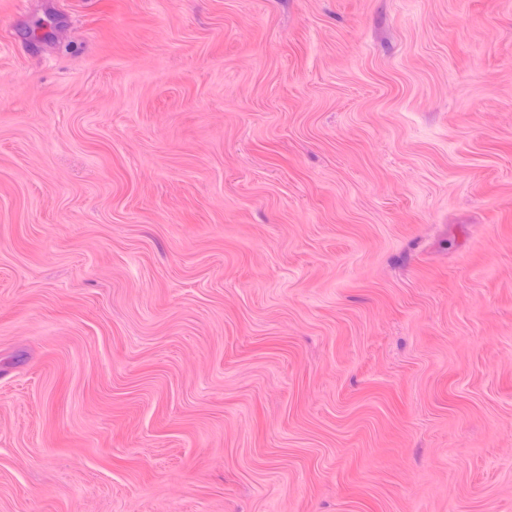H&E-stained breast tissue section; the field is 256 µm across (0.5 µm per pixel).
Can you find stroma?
<instances>
[{"instance_id":"35a3bbf8","label":"stroma","mask_w":512,"mask_h":512,"mask_svg":"<svg viewBox=\"0 0 512 512\" xmlns=\"http://www.w3.org/2000/svg\"><path fill=\"white\" fill-rule=\"evenodd\" d=\"M0 512H512V0H0Z\"/></svg>"}]
</instances>
